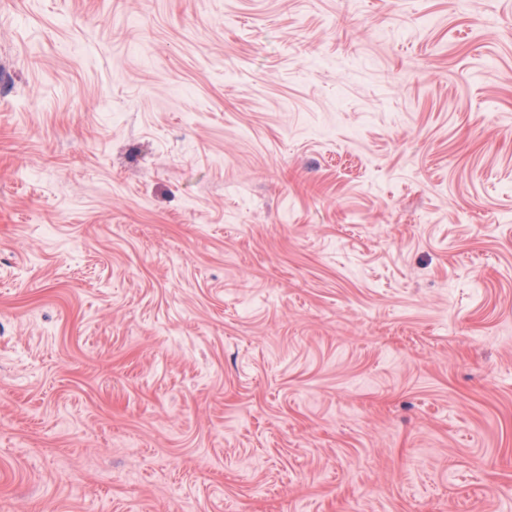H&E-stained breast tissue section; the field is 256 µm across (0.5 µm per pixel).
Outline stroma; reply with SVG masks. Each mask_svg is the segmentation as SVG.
I'll return each mask as SVG.
<instances>
[{
    "label": "stroma",
    "mask_w": 512,
    "mask_h": 512,
    "mask_svg": "<svg viewBox=\"0 0 512 512\" xmlns=\"http://www.w3.org/2000/svg\"><path fill=\"white\" fill-rule=\"evenodd\" d=\"M0 512H512V0H0Z\"/></svg>",
    "instance_id": "stroma-1"
}]
</instances>
